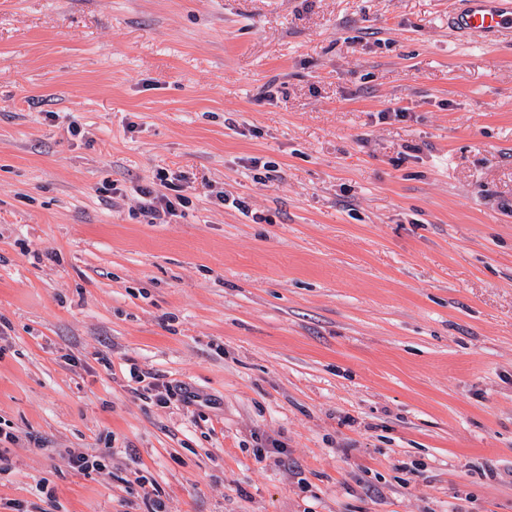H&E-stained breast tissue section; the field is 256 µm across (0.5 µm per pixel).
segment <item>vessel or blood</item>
Instances as JSON below:
<instances>
[{
  "instance_id": "1",
  "label": "vessel or blood",
  "mask_w": 512,
  "mask_h": 512,
  "mask_svg": "<svg viewBox=\"0 0 512 512\" xmlns=\"http://www.w3.org/2000/svg\"><path fill=\"white\" fill-rule=\"evenodd\" d=\"M448 27L456 35H478L493 44H512V0H454Z\"/></svg>"
}]
</instances>
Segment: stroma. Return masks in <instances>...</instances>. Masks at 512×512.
Returning a JSON list of instances; mask_svg holds the SVG:
<instances>
[{
    "label": "stroma",
    "mask_w": 512,
    "mask_h": 512,
    "mask_svg": "<svg viewBox=\"0 0 512 512\" xmlns=\"http://www.w3.org/2000/svg\"><path fill=\"white\" fill-rule=\"evenodd\" d=\"M449 8L0 0V512H512V47ZM141 214L148 224H168L177 215L179 207L189 204L188 198L182 195L169 196L156 190H143Z\"/></svg>",
    "instance_id": "1"
}]
</instances>
